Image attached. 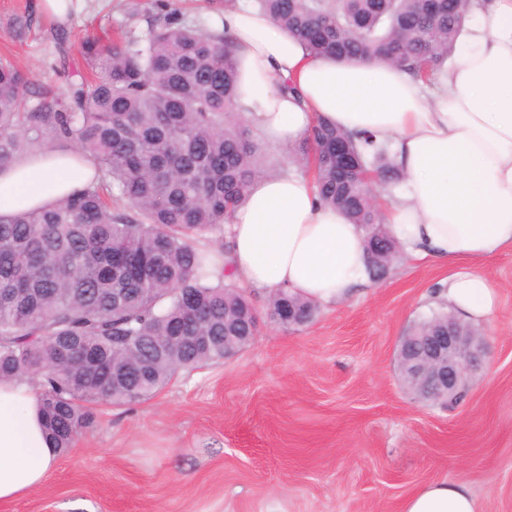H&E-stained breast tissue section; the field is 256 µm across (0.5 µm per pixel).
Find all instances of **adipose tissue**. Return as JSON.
Instances as JSON below:
<instances>
[{"mask_svg": "<svg viewBox=\"0 0 512 512\" xmlns=\"http://www.w3.org/2000/svg\"><path fill=\"white\" fill-rule=\"evenodd\" d=\"M237 46L238 107L266 141L297 143L316 120L387 145L404 175L382 215L408 254L453 266L440 294L478 323L497 305L472 265L512 252V0H479L453 57L431 82L376 62L313 56L259 7L232 0L216 22ZM75 186L65 155L0 169V215L54 202ZM231 271L256 289L329 304L366 275L363 233L294 174L260 177L230 224ZM59 451L34 389L0 380V501L50 476ZM402 512H480L466 486L428 483Z\"/></svg>", "mask_w": 512, "mask_h": 512, "instance_id": "adipose-tissue-1", "label": "adipose tissue"}]
</instances>
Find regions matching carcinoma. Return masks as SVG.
Returning <instances> with one entry per match:
<instances>
[{
  "instance_id": "obj_1",
  "label": "carcinoma",
  "mask_w": 512,
  "mask_h": 512,
  "mask_svg": "<svg viewBox=\"0 0 512 512\" xmlns=\"http://www.w3.org/2000/svg\"><path fill=\"white\" fill-rule=\"evenodd\" d=\"M278 29L317 56L373 60L428 78L452 57L475 0H255ZM81 51L92 80L64 99L31 90L28 71L0 59V167L59 144L95 175L46 207L0 216V380L32 383L44 428L70 448L100 402L134 404L182 371L224 359V321L249 336L251 301L200 247L224 231L250 183L270 174L261 132L238 110L228 33L199 30L170 11L143 36ZM353 163L336 166V143ZM371 152L322 120L292 148L318 194L365 231L382 224L379 190L403 183L387 146ZM316 304L281 290L280 299ZM178 336H205L187 344ZM98 358L90 369L86 353ZM123 370L126 382L112 380Z\"/></svg>"
}]
</instances>
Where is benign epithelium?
<instances>
[{"label":"benign epithelium","mask_w":512,"mask_h":512,"mask_svg":"<svg viewBox=\"0 0 512 512\" xmlns=\"http://www.w3.org/2000/svg\"><path fill=\"white\" fill-rule=\"evenodd\" d=\"M269 318L290 325L305 324L300 311L291 305L280 314H269ZM422 327V332L405 336L400 343L402 373L416 383L425 400L455 399L465 389L471 371L482 362L484 341L451 316L436 318Z\"/></svg>","instance_id":"7a95c632"}]
</instances>
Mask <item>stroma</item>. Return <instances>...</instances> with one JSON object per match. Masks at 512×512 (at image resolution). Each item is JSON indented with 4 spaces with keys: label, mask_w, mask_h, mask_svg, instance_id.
Masks as SVG:
<instances>
[{
    "label": "stroma",
    "mask_w": 512,
    "mask_h": 512,
    "mask_svg": "<svg viewBox=\"0 0 512 512\" xmlns=\"http://www.w3.org/2000/svg\"><path fill=\"white\" fill-rule=\"evenodd\" d=\"M154 12V0H74L57 69L50 21L17 36L31 0H0V55L61 97L87 73L83 41L144 33ZM475 269L498 306L476 330L485 355L457 404L419 399L396 362L401 338L441 310L448 266L400 255L304 326L271 323L253 289L249 346L145 402L97 405L49 478L0 512H400L441 481L466 485L480 512H512V252Z\"/></svg>",
    "instance_id": "stroma-1"
}]
</instances>
